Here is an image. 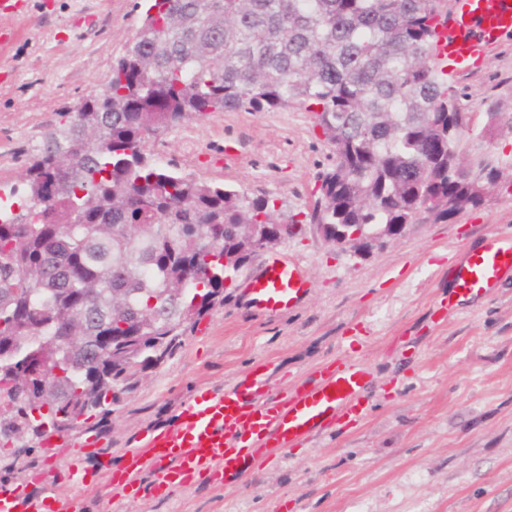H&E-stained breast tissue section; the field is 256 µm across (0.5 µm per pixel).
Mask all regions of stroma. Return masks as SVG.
<instances>
[{
	"instance_id": "stroma-1",
	"label": "stroma",
	"mask_w": 512,
	"mask_h": 512,
	"mask_svg": "<svg viewBox=\"0 0 512 512\" xmlns=\"http://www.w3.org/2000/svg\"><path fill=\"white\" fill-rule=\"evenodd\" d=\"M148 0H29L25 17H0L17 30L0 48V195L21 184L45 134L64 123L107 80L142 25ZM82 27H72L75 16ZM465 111L489 101L512 112V39L478 73L455 80ZM162 168L275 200L281 217L307 212L333 147L313 113L216 112L189 118L146 144ZM512 227V171L483 206L447 224H413L397 240L357 257L323 240L315 225L258 252L214 307L135 391L121 395L82 453L74 436L40 453L37 471L13 468V485L42 493L33 474L52 478L77 463L119 468L123 451L170 426L195 389L221 387L256 363L276 388L295 385L344 357L370 374L369 409L346 427L285 452L228 486L199 478L171 496L131 499L99 481L83 512H512V279L474 302L445 307L449 275L474 242ZM297 261L311 283L293 309L259 314L245 291L272 258Z\"/></svg>"
}]
</instances>
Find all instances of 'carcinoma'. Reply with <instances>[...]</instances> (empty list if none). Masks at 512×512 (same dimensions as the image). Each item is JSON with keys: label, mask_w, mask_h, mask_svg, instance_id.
<instances>
[{"label": "carcinoma", "mask_w": 512, "mask_h": 512, "mask_svg": "<svg viewBox=\"0 0 512 512\" xmlns=\"http://www.w3.org/2000/svg\"><path fill=\"white\" fill-rule=\"evenodd\" d=\"M445 0H154L107 82L26 168L0 216V450L34 468L52 433L94 428L296 224H439L482 206L512 155L471 151L474 116L434 61ZM299 104L334 147L310 211L173 174L151 136L215 112ZM45 368L50 394L31 389Z\"/></svg>", "instance_id": "cac0c4a2"}]
</instances>
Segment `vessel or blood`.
Wrapping results in <instances>:
<instances>
[{
    "mask_svg": "<svg viewBox=\"0 0 512 512\" xmlns=\"http://www.w3.org/2000/svg\"><path fill=\"white\" fill-rule=\"evenodd\" d=\"M510 39L512 0H451L447 19L436 29L435 61L448 77L473 74ZM505 270H512L508 232L490 235L483 247L468 251L456 273L455 292L483 295ZM309 291L301 268L285 258L266 263L248 288L256 311L268 314L292 309ZM268 372V364L261 363L232 384L196 391L172 426L154 431L143 447L125 449L126 466L112 474L113 489L126 493L147 469L162 497L202 473L226 486L267 460L272 449L291 448L366 415L369 373L349 359L320 366L301 383L275 393ZM87 476V470L71 465L38 497H27L19 486L2 490L0 512H81L80 496H61L59 488L85 487Z\"/></svg>",
    "mask_w": 512,
    "mask_h": 512,
    "instance_id": "b4317fda",
    "label": "vessel or blood"
}]
</instances>
